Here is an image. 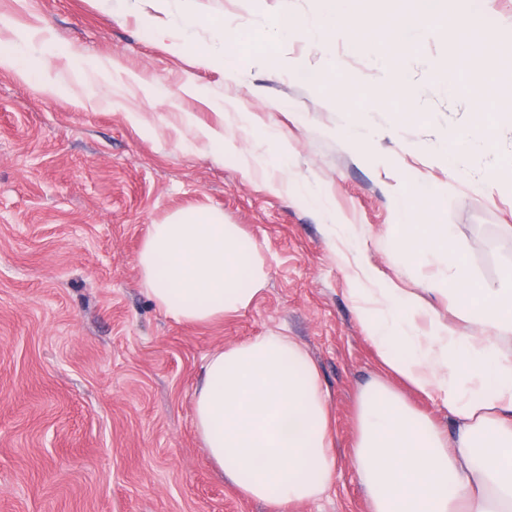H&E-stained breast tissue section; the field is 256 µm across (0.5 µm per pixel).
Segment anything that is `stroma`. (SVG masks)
Segmentation results:
<instances>
[{
	"label": "stroma",
	"instance_id": "35a3bbf8",
	"mask_svg": "<svg viewBox=\"0 0 512 512\" xmlns=\"http://www.w3.org/2000/svg\"><path fill=\"white\" fill-rule=\"evenodd\" d=\"M317 0H196L192 38L170 31L152 0H0V41L27 38L32 81L0 67V512H275L216 472L192 423L203 357L269 331L316 363L334 418L336 469L319 498L287 512H368L352 462L359 391L386 372L349 298L372 268L392 288L431 293L446 267L406 268L393 238L395 198L438 192L472 275L512 264V120L490 151L450 178L438 146L473 122V102L446 70L450 52L423 29L399 60L429 119L401 120L367 98L383 60L315 35ZM224 27L255 33L235 72L214 62ZM292 26L280 40L277 28ZM223 27V28H224ZM342 73L338 101L304 74ZM365 111L366 137L346 134ZM224 130V160L191 127ZM333 202L359 248L342 264L326 218L297 188ZM207 208L257 245L268 273L244 312L206 325L166 318L136 258L147 228ZM407 398L452 427L439 403Z\"/></svg>",
	"mask_w": 512,
	"mask_h": 512
}]
</instances>
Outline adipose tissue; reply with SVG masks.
Instances as JSON below:
<instances>
[{
  "mask_svg": "<svg viewBox=\"0 0 512 512\" xmlns=\"http://www.w3.org/2000/svg\"><path fill=\"white\" fill-rule=\"evenodd\" d=\"M393 233L410 261L428 253L445 263L435 291L456 320H436L419 295L383 286L368 268L351 291L356 315L382 364L447 408L455 431L385 383L366 386L354 462L369 512H512V266L499 284L474 279L426 191L398 198ZM137 266L156 307L185 324L247 310L267 280L254 242L210 209L149 225ZM202 370L193 425L224 478L279 512L325 493L336 467L333 418L307 352L269 333L211 352Z\"/></svg>",
  "mask_w": 512,
  "mask_h": 512,
  "instance_id": "1",
  "label": "adipose tissue"
}]
</instances>
